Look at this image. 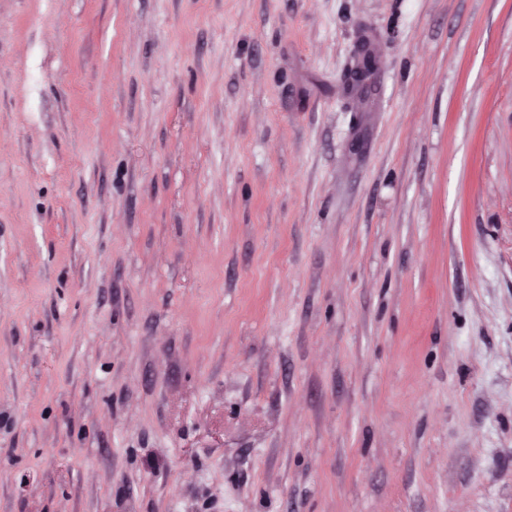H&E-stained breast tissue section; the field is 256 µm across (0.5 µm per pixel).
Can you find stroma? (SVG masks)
<instances>
[{"label":"stroma","instance_id":"stroma-1","mask_svg":"<svg viewBox=\"0 0 512 512\" xmlns=\"http://www.w3.org/2000/svg\"><path fill=\"white\" fill-rule=\"evenodd\" d=\"M0 512H512V0H0ZM374 68V56L371 43L363 36L357 46L354 65L347 71L346 86L350 92L363 91L369 85Z\"/></svg>","mask_w":512,"mask_h":512}]
</instances>
